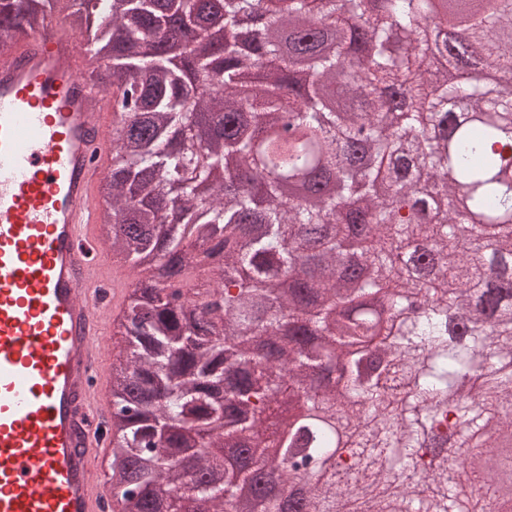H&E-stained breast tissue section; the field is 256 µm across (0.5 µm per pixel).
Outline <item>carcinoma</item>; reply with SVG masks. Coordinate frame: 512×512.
<instances>
[{
  "instance_id": "cac0c4a2",
  "label": "carcinoma",
  "mask_w": 512,
  "mask_h": 512,
  "mask_svg": "<svg viewBox=\"0 0 512 512\" xmlns=\"http://www.w3.org/2000/svg\"><path fill=\"white\" fill-rule=\"evenodd\" d=\"M70 2L118 96L108 238L148 270L120 309L130 353L112 381L132 512H236L237 484L269 472L309 479L304 512H512L497 488L512 475V10L490 30L494 0H470L427 29L434 0ZM54 7L0 0V32L24 38ZM257 11L248 48L167 68L215 14ZM483 69L494 84L448 80ZM245 70L263 97L237 92ZM325 179L318 206L284 190ZM335 361L342 382L322 376ZM296 388L363 429L341 448L307 419L260 452ZM215 419L212 447L234 440L249 464L216 485L220 461L200 454L187 479L175 459Z\"/></svg>"
}]
</instances>
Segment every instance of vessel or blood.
Listing matches in <instances>:
<instances>
[{
	"mask_svg": "<svg viewBox=\"0 0 512 512\" xmlns=\"http://www.w3.org/2000/svg\"><path fill=\"white\" fill-rule=\"evenodd\" d=\"M67 17L0 36V512H104L99 338L127 279L102 262L97 200L116 97Z\"/></svg>",
	"mask_w": 512,
	"mask_h": 512,
	"instance_id": "1",
	"label": "vessel or blood"
}]
</instances>
